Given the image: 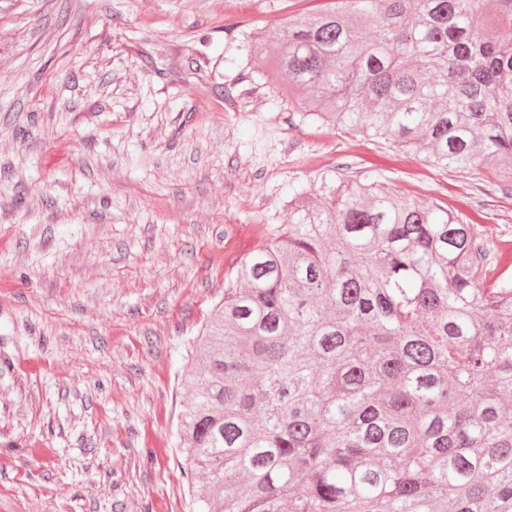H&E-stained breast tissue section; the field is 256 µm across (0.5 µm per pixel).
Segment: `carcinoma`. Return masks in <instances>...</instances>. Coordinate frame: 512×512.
Segmentation results:
<instances>
[{"label":"carcinoma","mask_w":512,"mask_h":512,"mask_svg":"<svg viewBox=\"0 0 512 512\" xmlns=\"http://www.w3.org/2000/svg\"><path fill=\"white\" fill-rule=\"evenodd\" d=\"M512 0H328L251 64L309 121L512 177ZM199 333L192 512H512V260L436 203L289 201Z\"/></svg>","instance_id":"carcinoma-1"}]
</instances>
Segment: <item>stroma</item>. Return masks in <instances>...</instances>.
<instances>
[{"mask_svg": "<svg viewBox=\"0 0 512 512\" xmlns=\"http://www.w3.org/2000/svg\"><path fill=\"white\" fill-rule=\"evenodd\" d=\"M317 0H0V512H190L183 357L291 190L371 178L512 242V184L301 122L251 74Z\"/></svg>", "mask_w": 512, "mask_h": 512, "instance_id": "35a3bbf8", "label": "stroma"}]
</instances>
